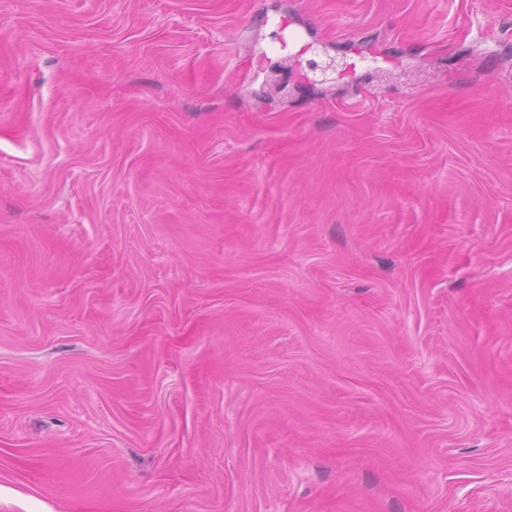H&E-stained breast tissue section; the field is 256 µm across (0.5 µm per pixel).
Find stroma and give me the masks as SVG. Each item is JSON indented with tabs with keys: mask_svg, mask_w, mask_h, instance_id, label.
Segmentation results:
<instances>
[{
	"mask_svg": "<svg viewBox=\"0 0 512 512\" xmlns=\"http://www.w3.org/2000/svg\"><path fill=\"white\" fill-rule=\"evenodd\" d=\"M0 512H512V0H0Z\"/></svg>",
	"mask_w": 512,
	"mask_h": 512,
	"instance_id": "35a3bbf8",
	"label": "stroma"
}]
</instances>
